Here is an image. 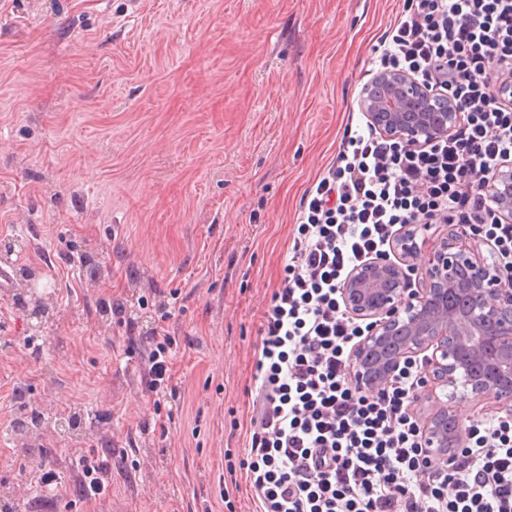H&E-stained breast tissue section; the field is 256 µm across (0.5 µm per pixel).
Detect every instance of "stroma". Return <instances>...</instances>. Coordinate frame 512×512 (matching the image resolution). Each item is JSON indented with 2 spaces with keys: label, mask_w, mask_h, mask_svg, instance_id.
Returning <instances> with one entry per match:
<instances>
[{
  "label": "stroma",
  "mask_w": 512,
  "mask_h": 512,
  "mask_svg": "<svg viewBox=\"0 0 512 512\" xmlns=\"http://www.w3.org/2000/svg\"><path fill=\"white\" fill-rule=\"evenodd\" d=\"M396 0H0V238L48 280L42 329L0 287V490L12 512H222L249 441L258 329L300 201L366 126ZM93 256L97 272L80 261ZM176 294L175 315L160 304ZM123 300L125 315L101 308ZM176 340L168 422L126 317ZM39 354L26 346L30 336ZM34 433L11 435L21 406ZM87 410L78 437L58 426ZM76 448L124 454L81 499ZM59 491L36 498L40 459Z\"/></svg>",
  "instance_id": "obj_1"
}]
</instances>
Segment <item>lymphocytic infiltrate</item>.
Masks as SVG:
<instances>
[{
  "label": "lymphocytic infiltrate",
  "instance_id": "1",
  "mask_svg": "<svg viewBox=\"0 0 512 512\" xmlns=\"http://www.w3.org/2000/svg\"><path fill=\"white\" fill-rule=\"evenodd\" d=\"M398 7L376 66L448 93L461 121L413 148L369 128L346 133L335 163L306 193L260 330L251 437L239 462L254 512H512V415L469 424L462 446L437 461L410 410L424 359L373 393L350 376L364 326L347 315L340 287L407 226H469L512 271V222L497 217L484 189L495 164L512 160V0ZM174 342L163 329L129 339L141 345L143 378L161 400ZM71 463L82 497L109 487L111 451L82 448Z\"/></svg>",
  "mask_w": 512,
  "mask_h": 512
}]
</instances>
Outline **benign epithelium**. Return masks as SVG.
<instances>
[{
	"instance_id": "1",
	"label": "benign epithelium",
	"mask_w": 512,
	"mask_h": 512,
	"mask_svg": "<svg viewBox=\"0 0 512 512\" xmlns=\"http://www.w3.org/2000/svg\"><path fill=\"white\" fill-rule=\"evenodd\" d=\"M369 125L407 146L448 136L460 112L448 96L405 72L376 74L359 97ZM488 186L496 214L512 220V161L499 162ZM413 229L396 239L401 257H373L354 268L341 287L349 316L369 331L355 346L351 376L376 391L407 360L425 355L424 388H463L512 414V274L480 257L491 241L462 224L432 241L425 286L410 287L408 272L422 254ZM466 425L444 403L423 419V447L437 460L462 444Z\"/></svg>"
}]
</instances>
